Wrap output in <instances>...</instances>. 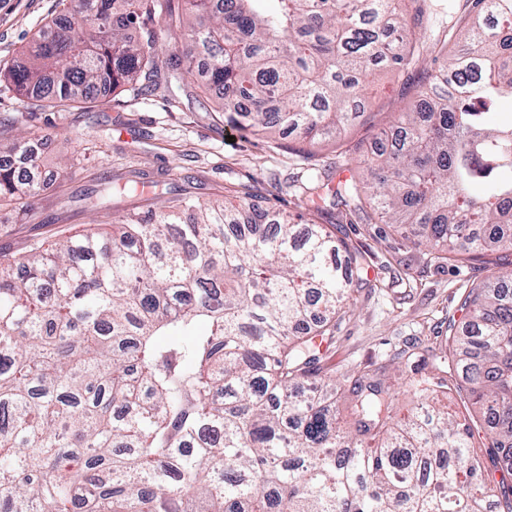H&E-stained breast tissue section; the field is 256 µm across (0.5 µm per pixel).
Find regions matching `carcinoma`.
I'll return each mask as SVG.
<instances>
[{"mask_svg": "<svg viewBox=\"0 0 512 512\" xmlns=\"http://www.w3.org/2000/svg\"><path fill=\"white\" fill-rule=\"evenodd\" d=\"M423 0H69L0 79L36 107L100 103L169 71L202 79L251 133L336 134L370 65L408 67ZM468 40L364 159L315 187L454 258L512 253V0H466ZM0 164V209L39 189ZM255 202L191 197L108 233L0 261V512H512V269L471 288L454 362L401 422L381 371L349 394L317 372L365 253ZM467 392L482 422L443 399ZM488 442L486 453L478 452Z\"/></svg>", "mask_w": 512, "mask_h": 512, "instance_id": "cac0c4a2", "label": "carcinoma"}]
</instances>
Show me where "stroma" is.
Here are the masks:
<instances>
[{"instance_id": "35a3bbf8", "label": "stroma", "mask_w": 512, "mask_h": 512, "mask_svg": "<svg viewBox=\"0 0 512 512\" xmlns=\"http://www.w3.org/2000/svg\"><path fill=\"white\" fill-rule=\"evenodd\" d=\"M63 10L62 0H0V70H8L39 30ZM465 0H425L416 20L419 51L401 71L374 66L362 84L363 114L346 129L340 145L308 143L295 134L258 137L224 120L216 97L206 95L198 78L169 81L168 62L182 39L162 21L151 30L158 62L152 91L131 89L96 107L31 111L9 85L0 86V128L28 132L41 170L54 171L23 207L0 210V253L18 255L31 245L50 247L86 231H108L126 213L149 203L136 194L113 193L114 185L135 180L159 183L169 196L223 200L228 190L251 186L256 195L307 222L329 224L330 215L306 210L316 182L362 181L359 155L342 156L341 146L372 150L399 112L424 89L426 76L442 62L434 44L445 35L464 39L457 19ZM338 235L367 255L364 283L354 293L355 310L344 315L332 342L322 344L318 374L350 386L361 371L385 368L392 376L397 418L418 408L410 385L433 371L422 362L408 369L400 352L410 343L421 349L444 344L449 326H463L464 295L492 271L512 264V254L484 252L440 263L415 246L409 233L389 232L360 220L343 222Z\"/></svg>"}]
</instances>
